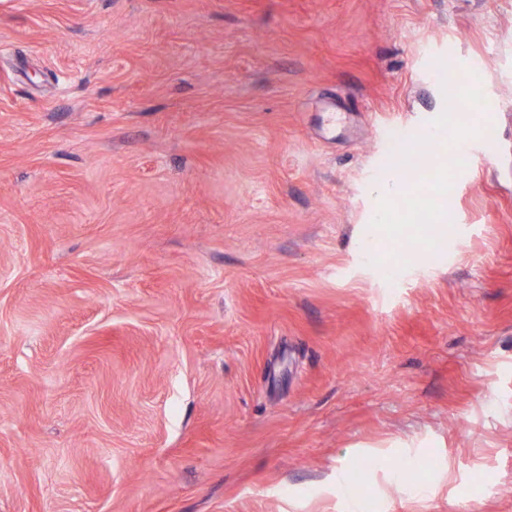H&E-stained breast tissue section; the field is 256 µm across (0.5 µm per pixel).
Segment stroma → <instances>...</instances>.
Here are the masks:
<instances>
[{
    "label": "stroma",
    "instance_id": "obj_1",
    "mask_svg": "<svg viewBox=\"0 0 512 512\" xmlns=\"http://www.w3.org/2000/svg\"><path fill=\"white\" fill-rule=\"evenodd\" d=\"M0 512H512V0H0ZM453 108L448 105V126L446 124H438L433 130L438 131L433 134L426 142H435L431 154H423L419 149L409 147L400 154H388L384 158L383 166L391 171L402 170L413 177L416 172L422 170H431L434 173L448 166V153L444 149V143L448 138V134H455L464 127H471L456 112H452ZM448 132L445 133V130ZM438 144L443 145L441 149ZM485 135L493 137L494 129L488 128ZM482 130L475 129L473 135L469 138L466 147V163L470 164L477 160H485L489 155V150L494 146V141L485 137Z\"/></svg>",
    "mask_w": 512,
    "mask_h": 512
}]
</instances>
